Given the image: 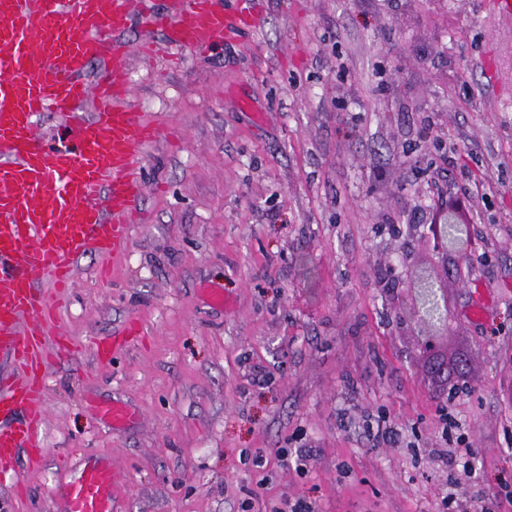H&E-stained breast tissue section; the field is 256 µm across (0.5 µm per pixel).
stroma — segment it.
I'll list each match as a JSON object with an SVG mask.
<instances>
[{"instance_id": "35a3bbf8", "label": "stroma", "mask_w": 512, "mask_h": 512, "mask_svg": "<svg viewBox=\"0 0 512 512\" xmlns=\"http://www.w3.org/2000/svg\"><path fill=\"white\" fill-rule=\"evenodd\" d=\"M258 25L130 64L165 136L108 284L78 262L50 359L47 456L0 512H65L91 461L116 512H486L512 502V15L493 0H251ZM467 194L448 336L400 320L435 257L413 224ZM492 289L472 314L468 282ZM224 292L214 304L209 289ZM141 336L111 363L92 342ZM128 406L113 427L103 408ZM303 457L282 465L278 449Z\"/></svg>"}]
</instances>
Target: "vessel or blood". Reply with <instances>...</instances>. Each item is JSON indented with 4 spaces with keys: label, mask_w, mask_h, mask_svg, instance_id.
<instances>
[{
    "label": "vessel or blood",
    "mask_w": 512,
    "mask_h": 512,
    "mask_svg": "<svg viewBox=\"0 0 512 512\" xmlns=\"http://www.w3.org/2000/svg\"><path fill=\"white\" fill-rule=\"evenodd\" d=\"M136 21L163 44L132 46ZM255 28L242 0H183L173 14L149 0H0V355L20 370L0 379V472L21 447L42 469L47 356L76 349L57 327L61 297L84 255H123L137 221V158L159 132L124 104L132 58ZM47 112L62 120L53 139L37 126ZM115 482L108 464L85 467L64 487L66 512H113Z\"/></svg>",
    "instance_id": "1"
}]
</instances>
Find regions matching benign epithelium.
I'll use <instances>...</instances> for the list:
<instances>
[{"label":"benign epithelium","mask_w":512,"mask_h":512,"mask_svg":"<svg viewBox=\"0 0 512 512\" xmlns=\"http://www.w3.org/2000/svg\"><path fill=\"white\" fill-rule=\"evenodd\" d=\"M455 226L460 234L457 239L470 238L469 228L458 221L452 211L433 216L432 220L422 225L421 237L443 266H448V257L457 252V246L451 245L448 227ZM412 309L414 325L423 329L420 334L424 350L431 352L437 348V337L448 333V284L432 268H419L411 282Z\"/></svg>","instance_id":"benign-epithelium-1"}]
</instances>
